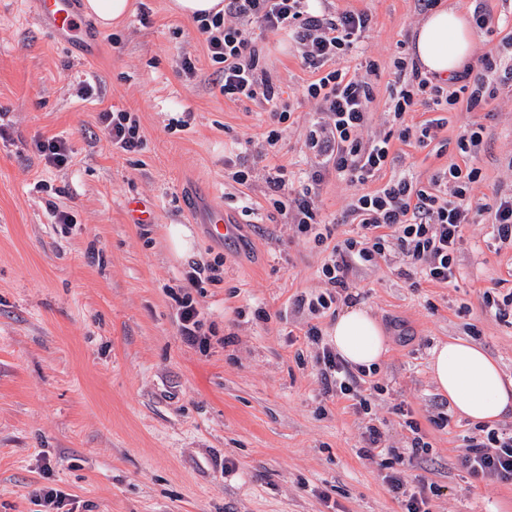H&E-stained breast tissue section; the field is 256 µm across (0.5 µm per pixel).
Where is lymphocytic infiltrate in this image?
<instances>
[{"label":"lymphocytic infiltrate","instance_id":"lymphocytic-infiltrate-1","mask_svg":"<svg viewBox=\"0 0 512 512\" xmlns=\"http://www.w3.org/2000/svg\"><path fill=\"white\" fill-rule=\"evenodd\" d=\"M308 0H224L223 16L200 20L211 60L219 66L220 90L225 98L273 103L276 86L261 65L260 51L253 43L248 27L259 24L271 31L288 33L302 46L305 66L324 69V76L307 88L319 112L307 140L314 169L301 189H293L284 167H274L268 178L267 201L274 210L292 211L300 232L323 241L325 224L319 207L322 184L329 174L354 184L372 182L386 167L390 155L389 138L367 140L362 130L376 89L368 78L348 75L334 63L353 47L370 25V16L362 11L346 10L336 14L316 13ZM402 81L391 88L390 114L401 141L416 140L426 145L438 137L448 123L437 117L416 126L407 122L409 112L418 106L437 110L465 102L468 110L488 104L482 78L470 72L455 75L458 89H448L429 78L418 66L397 59ZM102 133L113 148L132 153L141 144L139 126L130 113L104 111L99 115ZM476 171L459 165L435 175L429 186L421 187L402 177L389 181L373 193L359 195L352 205L360 231L333 246L320 268L331 290L295 301L298 309L311 316L321 315L335 301V291H347L353 266L370 261L390 249H398L406 259L408 275H421L426 281L444 285L455 278L457 244L462 228L471 223L474 206L469 196ZM318 362L325 394L344 395L354 402L356 412L370 414L376 383H367L366 370L352 368L331 350H323ZM429 442L415 435L405 455L398 457V469L384 480L389 490L402 498L404 512H431L426 497L408 489L406 470L428 454ZM461 462L470 474L500 482H512V435L488 434L486 442H470Z\"/></svg>","mask_w":512,"mask_h":512}]
</instances>
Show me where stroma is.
I'll use <instances>...</instances> for the list:
<instances>
[{
	"label": "stroma",
	"instance_id": "obj_1",
	"mask_svg": "<svg viewBox=\"0 0 512 512\" xmlns=\"http://www.w3.org/2000/svg\"><path fill=\"white\" fill-rule=\"evenodd\" d=\"M171 2L134 0L117 28L81 18L64 39L35 0H0V512H38L34 494L44 487L61 490L76 512H403L386 465L417 432L431 451L410 474L433 489V512H512V483L473 477L461 464L470 438L512 433V416L491 427L461 419L428 370L437 342L462 338L512 377V244L493 239L489 214L464 226L451 285L404 278L395 251L357 265L350 291L388 338L372 417L324 395L322 347L305 337L311 318L295 306L297 296L326 291L318 270L334 244L355 236L349 209L363 191L403 174L426 186L453 163L478 169L473 201L512 191V88L482 64L488 54L512 63V0H456L465 16L480 4L501 22L475 32L471 66L489 105L452 106L429 145L393 141L367 187L328 175L319 205L330 236L321 244L266 200L270 167L296 181L314 162L307 87L317 75L300 46L253 25L280 96L273 106L225 99L202 35ZM327 5L372 17L336 66L375 84L363 136H385L389 89L400 78L394 62L411 56L426 12L418 0ZM184 54L193 75L176 63ZM274 107L290 118L273 124ZM106 110L137 120L136 152L117 151L102 134ZM465 129L481 139L470 155L456 145ZM51 137L69 147L64 166H47L35 147ZM240 163L254 168L244 184L232 178ZM132 199L151 209L150 223H132ZM218 207L238 224L236 236L208 234ZM58 210L73 224L56 223ZM171 224L189 230L192 260L172 252ZM218 260L221 281L190 293L209 343L187 344L176 322L184 274L189 262ZM370 422L385 446L372 459L359 454Z\"/></svg>",
	"mask_w": 512,
	"mask_h": 512
}]
</instances>
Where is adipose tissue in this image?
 <instances>
[{
    "instance_id": "1",
    "label": "adipose tissue",
    "mask_w": 512,
    "mask_h": 512,
    "mask_svg": "<svg viewBox=\"0 0 512 512\" xmlns=\"http://www.w3.org/2000/svg\"><path fill=\"white\" fill-rule=\"evenodd\" d=\"M474 37L463 13L438 8L415 31L413 53L429 72L455 75L471 56ZM337 354L355 367H376L388 351L385 331L365 308H349L331 329ZM429 372L439 393L447 396L461 418L492 424L512 413V377L482 347L463 339L435 346Z\"/></svg>"
}]
</instances>
